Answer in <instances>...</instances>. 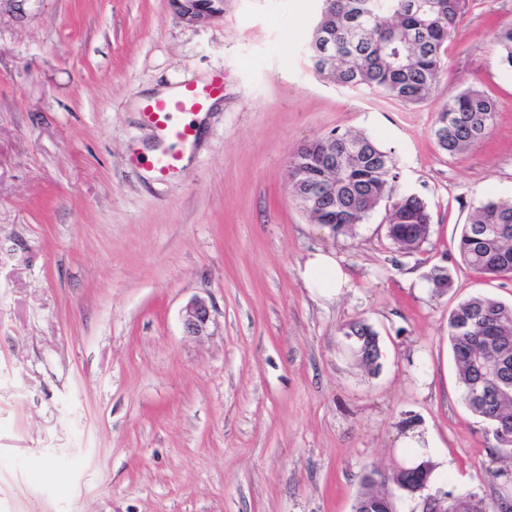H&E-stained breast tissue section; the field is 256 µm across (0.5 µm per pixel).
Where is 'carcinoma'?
Listing matches in <instances>:
<instances>
[{
  "label": "carcinoma",
  "mask_w": 512,
  "mask_h": 512,
  "mask_svg": "<svg viewBox=\"0 0 512 512\" xmlns=\"http://www.w3.org/2000/svg\"><path fill=\"white\" fill-rule=\"evenodd\" d=\"M469 0H322L321 14L308 41L310 55L328 46L333 67L317 70L336 84L377 91L409 104L426 101L443 66L442 47L465 13ZM499 66L512 72V26L494 34ZM497 107L480 90L469 88L448 97L437 114L434 137L455 155L483 140L494 128ZM336 145L344 162L334 167L321 155ZM290 183L320 187L301 199L315 224L328 225L334 236H346L385 203L387 236L406 253L429 239L431 215L425 202L398 187L392 152L367 135L336 131L301 147L290 158ZM462 261L492 278L512 274V200L488 198L475 207L459 240ZM427 279L441 291L453 287L451 272L430 270ZM353 339L363 366L373 364L366 353L376 348L375 334L363 322L343 330ZM448 341L468 408L487 423L492 443L485 448L494 468L490 473L512 481V443H499V430L512 433V305L485 295L460 302L448 316ZM434 465L424 461L381 479L367 472L353 512H386L389 488L413 495Z\"/></svg>",
  "instance_id": "obj_1"
}]
</instances>
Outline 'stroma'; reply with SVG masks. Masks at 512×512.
Wrapping results in <instances>:
<instances>
[{
  "label": "stroma",
  "mask_w": 512,
  "mask_h": 512,
  "mask_svg": "<svg viewBox=\"0 0 512 512\" xmlns=\"http://www.w3.org/2000/svg\"><path fill=\"white\" fill-rule=\"evenodd\" d=\"M319 11L224 0L190 27L169 0H0V512H352L411 424L455 464L438 495L512 496L448 342L458 303H512V275L457 252L480 201L512 198V75L492 42L512 0H469L415 105L317 74ZM218 72L187 163L147 175L146 87ZM470 87L496 124L451 156L432 128ZM348 130L377 136L426 203L418 251L388 238L385 206L336 237L293 197L292 153ZM319 250L351 278L338 297L304 282ZM436 266L450 291L427 280ZM195 299L203 336L183 330ZM356 321L377 334L376 371L342 333ZM211 321V311L207 303L196 299L185 307L183 326L188 336H203L207 333Z\"/></svg>",
  "instance_id": "1"
}]
</instances>
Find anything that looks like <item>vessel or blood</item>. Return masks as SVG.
I'll return each instance as SVG.
<instances>
[{"instance_id":"1","label":"vessel or blood","mask_w":512,"mask_h":512,"mask_svg":"<svg viewBox=\"0 0 512 512\" xmlns=\"http://www.w3.org/2000/svg\"><path fill=\"white\" fill-rule=\"evenodd\" d=\"M223 91L224 78L218 75L210 83L184 84L173 96L146 102L145 117L170 143L169 149L154 156L150 162L155 177L162 180L174 177L182 167V146L195 140V126L193 123L183 122V115L202 112L212 100L220 98Z\"/></svg>"}]
</instances>
